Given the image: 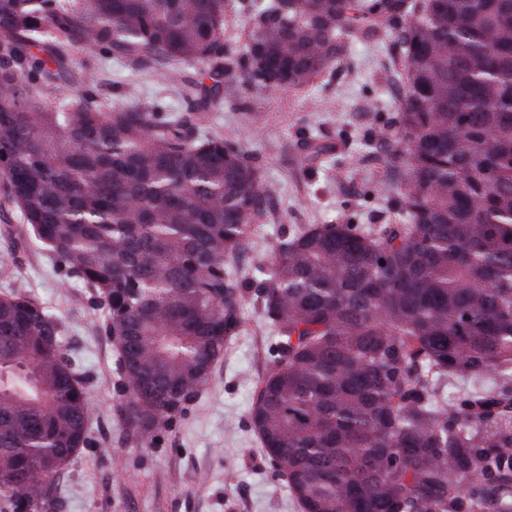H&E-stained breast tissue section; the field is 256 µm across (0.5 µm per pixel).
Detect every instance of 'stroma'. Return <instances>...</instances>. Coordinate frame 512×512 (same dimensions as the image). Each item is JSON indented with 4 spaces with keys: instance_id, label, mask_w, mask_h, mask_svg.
Instances as JSON below:
<instances>
[{
    "instance_id": "stroma-1",
    "label": "stroma",
    "mask_w": 512,
    "mask_h": 512,
    "mask_svg": "<svg viewBox=\"0 0 512 512\" xmlns=\"http://www.w3.org/2000/svg\"><path fill=\"white\" fill-rule=\"evenodd\" d=\"M338 62L299 90L269 92L233 85L208 119L210 131L244 147L267 189L257 228L237 264L266 262L277 237L300 224H380L402 202L400 182L385 179L379 140L392 131L403 84L399 54L377 40H347ZM76 66L98 78L103 110L155 101L159 111L185 103L166 70L135 73L105 55L75 52ZM332 151L318 166L303 144ZM35 294L64 324L67 353L84 371L92 401V443L60 477L56 512H299L283 478L262 453L249 410L266 375L269 330L258 310L227 345L210 386L171 429L147 443L118 415L115 348L96 332V313L78 281H65L43 251L13 258L0 238V292Z\"/></svg>"
}]
</instances>
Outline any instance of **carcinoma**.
<instances>
[{"label":"carcinoma","mask_w":512,"mask_h":512,"mask_svg":"<svg viewBox=\"0 0 512 512\" xmlns=\"http://www.w3.org/2000/svg\"><path fill=\"white\" fill-rule=\"evenodd\" d=\"M224 0H0V209L78 280L98 331L124 337L122 421L143 439L183 415L242 324L231 265L266 189L207 130L237 81L321 76L343 38L396 12L406 86L387 158L398 219L304 224L255 267L275 332L250 422L301 512H512V0H269L244 56ZM169 67L185 110L104 111L72 53ZM318 164L328 146L308 143ZM91 396L62 323L0 295V512H51L47 489L90 445Z\"/></svg>","instance_id":"1"}]
</instances>
